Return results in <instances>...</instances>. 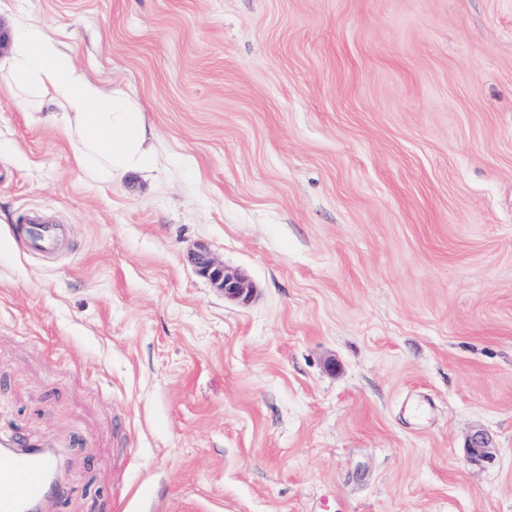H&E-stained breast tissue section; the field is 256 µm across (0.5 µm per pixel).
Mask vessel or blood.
Listing matches in <instances>:
<instances>
[{
    "label": "vessel or blood",
    "instance_id": "obj_1",
    "mask_svg": "<svg viewBox=\"0 0 512 512\" xmlns=\"http://www.w3.org/2000/svg\"><path fill=\"white\" fill-rule=\"evenodd\" d=\"M16 231L31 249L42 253L54 252L62 243L54 224H21ZM54 455V449L32 445L0 460V512H29L33 505L60 498V489L49 480Z\"/></svg>",
    "mask_w": 512,
    "mask_h": 512
}]
</instances>
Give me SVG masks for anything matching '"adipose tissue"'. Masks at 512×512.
Here are the masks:
<instances>
[{
  "mask_svg": "<svg viewBox=\"0 0 512 512\" xmlns=\"http://www.w3.org/2000/svg\"><path fill=\"white\" fill-rule=\"evenodd\" d=\"M1 72L54 109L73 145L76 166L94 180L112 183L151 167L155 147L141 104L77 70L44 31L17 24L12 51L0 60Z\"/></svg>",
  "mask_w": 512,
  "mask_h": 512,
  "instance_id": "ef3b65f1",
  "label": "adipose tissue"
}]
</instances>
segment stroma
Wrapping results in <instances>:
<instances>
[{"mask_svg": "<svg viewBox=\"0 0 512 512\" xmlns=\"http://www.w3.org/2000/svg\"><path fill=\"white\" fill-rule=\"evenodd\" d=\"M19 20L156 150L100 183L0 83V438L59 449V512H512V0H0ZM16 231L31 249L42 253H52L62 243L61 231L56 224H19ZM190 262L196 273L205 278L210 284L222 291L224 296L242 303L249 301L253 286L237 272L231 271L216 260L212 252L205 245H198L190 253Z\"/></svg>", "mask_w": 512, "mask_h": 512, "instance_id": "1", "label": "stroma"}]
</instances>
